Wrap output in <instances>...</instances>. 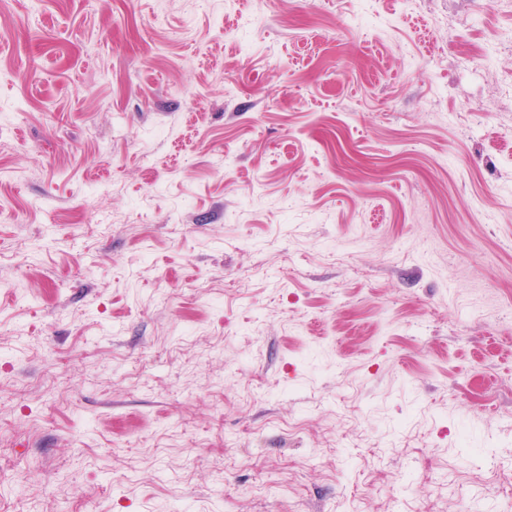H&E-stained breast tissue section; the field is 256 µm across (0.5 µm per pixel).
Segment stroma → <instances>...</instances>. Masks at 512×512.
<instances>
[{"label":"stroma","mask_w":512,"mask_h":512,"mask_svg":"<svg viewBox=\"0 0 512 512\" xmlns=\"http://www.w3.org/2000/svg\"><path fill=\"white\" fill-rule=\"evenodd\" d=\"M512 0H0V512H512Z\"/></svg>","instance_id":"stroma-1"}]
</instances>
